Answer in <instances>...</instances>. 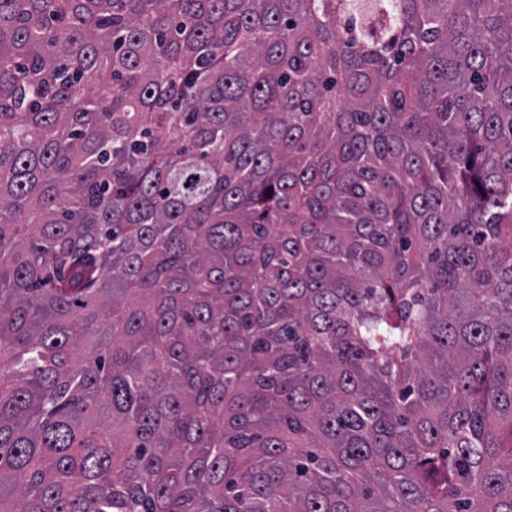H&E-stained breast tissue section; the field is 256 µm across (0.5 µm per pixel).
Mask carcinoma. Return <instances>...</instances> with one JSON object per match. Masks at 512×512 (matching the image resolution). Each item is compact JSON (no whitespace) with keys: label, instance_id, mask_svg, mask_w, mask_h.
Segmentation results:
<instances>
[{"label":"carcinoma","instance_id":"1","mask_svg":"<svg viewBox=\"0 0 512 512\" xmlns=\"http://www.w3.org/2000/svg\"><path fill=\"white\" fill-rule=\"evenodd\" d=\"M0 512H512V0H0Z\"/></svg>","mask_w":512,"mask_h":512}]
</instances>
